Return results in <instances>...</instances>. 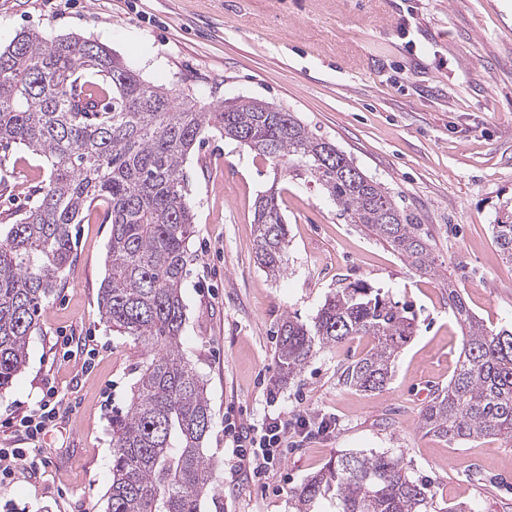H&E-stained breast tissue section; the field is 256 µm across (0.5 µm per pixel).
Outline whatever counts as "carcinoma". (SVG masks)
<instances>
[{
  "label": "carcinoma",
  "instance_id": "carcinoma-1",
  "mask_svg": "<svg viewBox=\"0 0 512 512\" xmlns=\"http://www.w3.org/2000/svg\"><path fill=\"white\" fill-rule=\"evenodd\" d=\"M234 99L204 108L172 89L151 86L108 48L66 37L47 43L23 31L0 49V145L22 144L51 163L48 183L13 224L0 226V391L27 359L57 274L73 262L72 225L96 200L111 234L100 288L103 321L140 341L149 360L126 410L112 419V482L106 512H200L212 492L213 464L203 445L213 416L203 377L182 353V286L194 214L180 172L200 134L236 133L273 164L317 182L351 223L385 241L411 266L435 272L427 235L388 188L292 112ZM256 257L276 276L288 247L279 191L254 205ZM512 262V204L493 225ZM448 306L462 331L463 358L448 386L433 392L419 428L448 442L512 440V328H489L448 284ZM413 334L406 309L362 283L328 296L308 322L283 319L275 353L292 380L323 349L353 336L374 344L349 362L343 385L381 391ZM432 483L386 452H345L291 491L296 512L321 498L336 512H427Z\"/></svg>",
  "mask_w": 512,
  "mask_h": 512
}]
</instances>
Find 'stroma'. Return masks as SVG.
<instances>
[{"label":"stroma","mask_w":512,"mask_h":512,"mask_svg":"<svg viewBox=\"0 0 512 512\" xmlns=\"http://www.w3.org/2000/svg\"><path fill=\"white\" fill-rule=\"evenodd\" d=\"M24 30L104 44L144 80L208 108L241 96L295 113L384 184L429 237L433 276L340 216L316 183L285 176L218 133L200 135L182 170L195 214L182 351L207 383L213 414L205 452L215 490L201 512H293L290 488L342 450L402 457L433 483L429 512L459 502L512 512V442L449 443L419 427L421 410L459 365L449 285L489 327L512 324V263L492 232L512 199V0H0V47ZM49 175L45 157L0 147V225L15 223ZM273 186L288 224L277 277L258 264L253 232L254 203ZM105 212L96 202L75 226L73 262L29 338L25 367L0 394V448L25 447L15 422L47 389L61 401L37 443L38 473L16 464L0 483V512L106 507L112 417L127 407L147 354L100 316ZM354 282L382 289L415 317L391 382L372 393L339 383L341 366L372 346L355 336L277 385L282 319H311L327 295ZM90 349L97 357L88 370ZM299 415L310 433L289 435L273 470L260 478L244 470L225 483L228 421ZM324 419L333 429L319 431Z\"/></svg>","instance_id":"obj_1"}]
</instances>
